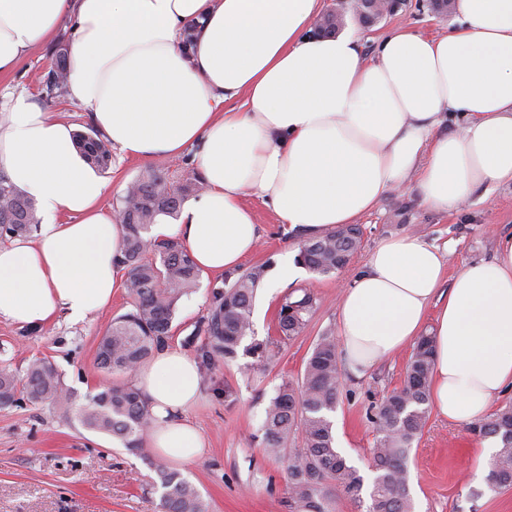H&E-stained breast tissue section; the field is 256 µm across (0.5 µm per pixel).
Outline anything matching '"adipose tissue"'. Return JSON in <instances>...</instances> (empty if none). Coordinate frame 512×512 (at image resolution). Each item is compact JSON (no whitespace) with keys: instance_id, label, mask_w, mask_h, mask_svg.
<instances>
[{"instance_id":"obj_1","label":"adipose tissue","mask_w":512,"mask_h":512,"mask_svg":"<svg viewBox=\"0 0 512 512\" xmlns=\"http://www.w3.org/2000/svg\"><path fill=\"white\" fill-rule=\"evenodd\" d=\"M321 0H0V76L73 25L66 94L129 158L193 150L205 189L155 237L179 239L198 267L238 269L257 247L247 197L317 236L353 224L415 178L433 210L462 208L487 182L512 183V0H455L460 22L427 37L400 25L366 57L354 35L315 39ZM466 120L457 131L452 113ZM0 171L39 205L35 238L0 246V319L37 328L107 309L120 286L108 183L72 124L24 93L0 107ZM447 253L414 235L382 240L338 301L353 371L434 336L438 417L481 418L512 389V235L445 284ZM133 383L153 420L146 447L203 457L188 417L198 362L163 347Z\"/></svg>"}]
</instances>
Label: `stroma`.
Returning <instances> with one entry per match:
<instances>
[{
	"instance_id": "1",
	"label": "stroma",
	"mask_w": 512,
	"mask_h": 512,
	"mask_svg": "<svg viewBox=\"0 0 512 512\" xmlns=\"http://www.w3.org/2000/svg\"><path fill=\"white\" fill-rule=\"evenodd\" d=\"M70 22H62L54 39L25 59L17 71L0 77V96L21 90L39 96V78L53 66L58 48L67 46ZM153 168L167 169L172 180L196 183L200 174L191 155L178 159H129L114 156L105 175L104 206L118 208L127 185ZM259 230L255 251L244 268L294 259L304 236L280 222L260 199L250 198ZM362 246L349 267L328 276L300 269L292 285L273 288L262 283L253 315V337L269 343L271 357L258 362L239 355L218 365L208 376L209 394L189 416L206 437L207 454L180 471L201 493L209 512H287L288 484L283 462L268 458L253 442L268 399L284 382L300 378L313 344L324 333H337V298L352 270L363 264L378 242L410 234L448 248L447 279L467 266L492 257L499 236L512 234V184L478 188L460 210L442 213L427 206L416 186L391 191L378 208L361 220ZM217 275L205 274L197 290L178 304L171 346L196 355L190 334L206 314ZM308 289L317 307L305 329L289 339L276 330V313L292 290ZM126 290H118L110 308L80 322L57 315L49 324L30 328L0 320V362L25 372L36 359L51 362L77 403L111 381L96 355L113 317L130 310ZM410 350L384 360L364 376L343 369L341 391L333 415L336 446L364 480L373 476L370 450L376 432L367 419L370 402L400 388ZM230 388V398L219 391ZM495 439L474 437L467 425L429 416L409 456L414 512H512V489L491 491L485 483L487 451ZM153 449L132 454L111 436L86 430L74 413L50 402L22 401L0 409V512H161L162 489L151 465Z\"/></svg>"
}]
</instances>
